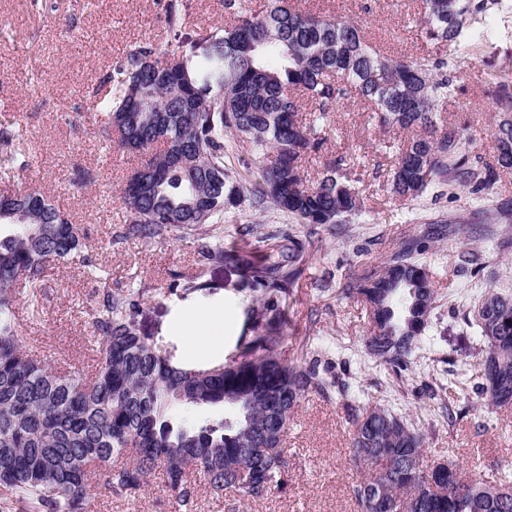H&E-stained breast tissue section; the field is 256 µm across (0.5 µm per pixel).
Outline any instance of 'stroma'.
I'll return each mask as SVG.
<instances>
[{"label":"stroma","instance_id":"obj_1","mask_svg":"<svg viewBox=\"0 0 512 512\" xmlns=\"http://www.w3.org/2000/svg\"><path fill=\"white\" fill-rule=\"evenodd\" d=\"M315 16L348 20L363 29L370 42L392 57L433 58L445 46L423 30L422 0H296ZM167 0H0V121L17 120L27 127L33 156L17 173L15 186L50 195L86 234L89 253L106 272L112 289L139 291L131 319L172 357L181 344L168 334L176 311L187 304H224V352L234 353L240 338L251 335L261 288L230 262L201 263L202 236L178 234L169 241L121 239L126 210L120 187L139 154L104 148L100 120L91 110L92 93L115 65L140 42L150 40L176 49L165 25ZM455 89L435 110L444 121L466 126L473 137L471 156L490 158L492 132L501 106L493 95V79H512V0H498L469 19L456 52ZM328 140L319 154L303 162L308 180L342 155L358 156L352 178L363 204L353 223L354 242L320 228L307 247V262L290 299L284 346L289 358L320 350L330 372L347 369L362 403L381 404L405 414L427 439L425 464L454 459L465 473L491 475L512 465V408L488 409L472 393L449 397L442 386L446 370L468 371L478 360L473 329L453 315L452 304L469 303L464 278L451 263L462 248L486 254L499 269L500 287L512 289V247L498 246L476 227L479 206L468 188L456 193L434 188L419 203L395 197L389 172L400 144L410 134L379 127L372 113L354 98L340 102L326 119ZM463 228L455 238L434 240L426 255L438 292V306L422 336L411 372L390 375L366 354L371 333L363 302L345 297L339 284L362 271L363 263H383L406 236L422 225L445 218ZM274 209L249 204L231 209L224 228L225 245L252 243V228L281 224ZM368 249L366 259L355 247ZM200 276L198 288L168 292L181 277ZM98 283L75 263L52 268L40 292L41 313L31 320L19 313L22 343L59 371L91 370L100 346L88 312ZM436 388L432 399H417L421 385ZM457 412L449 422V412ZM350 426L338 401L308 395L296 409L285 440L288 485L261 500L237 492L216 498L199 475H192L196 512H356L352 486L357 473L350 462ZM164 490L162 471H155L144 490L132 498L111 496L93 479L88 512H175Z\"/></svg>","mask_w":512,"mask_h":512}]
</instances>
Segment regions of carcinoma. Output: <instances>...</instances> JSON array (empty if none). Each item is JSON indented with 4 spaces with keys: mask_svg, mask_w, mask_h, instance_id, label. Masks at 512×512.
Segmentation results:
<instances>
[{
    "mask_svg": "<svg viewBox=\"0 0 512 512\" xmlns=\"http://www.w3.org/2000/svg\"><path fill=\"white\" fill-rule=\"evenodd\" d=\"M424 4L427 37L457 48L471 0ZM224 9L238 16L236 25L185 36V15L178 0H169L165 21L178 50L140 43L106 77L109 90L95 107L104 114L107 148L143 152L121 188L128 214L122 237L167 240L193 231L212 239L202 258L234 263L264 292L253 335L214 366L174 363L137 332L130 313L138 292L110 288L78 225L34 190H1L0 199L16 210L0 220V485L36 512H87L92 472H102L107 490L122 496L141 491L161 467L178 512H195L192 472L217 497L236 490L261 499L285 484L281 432L314 393L343 403L350 457L361 473L353 488L357 512H512L509 470L488 480L463 476L452 461L424 468L425 435L405 415L361 403L353 382L328 375L318 356L290 361L283 354L288 299L303 273L306 244L323 225L354 237L350 217L361 209L347 157L325 165L310 185L301 175L302 159L327 141L330 109L355 94L380 126L416 132L390 169L399 197L415 201L435 185H459L488 201L494 215L509 217V203L495 204L491 194L501 173L512 170V85L495 82L496 97L509 106L493 130V160L472 162L466 128L443 129L434 112L454 87L448 59L390 58L354 23L314 17L291 0H269L258 14L243 12L240 0H224ZM297 93L311 103L307 122L296 119ZM26 136L20 124L0 123L5 184L30 165ZM238 139L262 165V182L249 188L232 164ZM244 200L280 211L307 234L283 224L255 234L249 250L224 248L225 214ZM439 233L451 237L458 227L427 226L404 239L381 269L366 264L341 286L369 310L366 354L397 377L412 369L436 308L423 257ZM74 258L100 283L92 324L102 348L87 376L63 375L26 351L15 310L22 284L38 318L48 270ZM456 266L470 269L474 284L487 268L471 249L456 254ZM462 321L480 344L472 393L489 407L512 405V293H480ZM176 408L222 414L176 423Z\"/></svg>",
    "mask_w": 512,
    "mask_h": 512,
    "instance_id": "cac0c4a2",
    "label": "carcinoma"
}]
</instances>
